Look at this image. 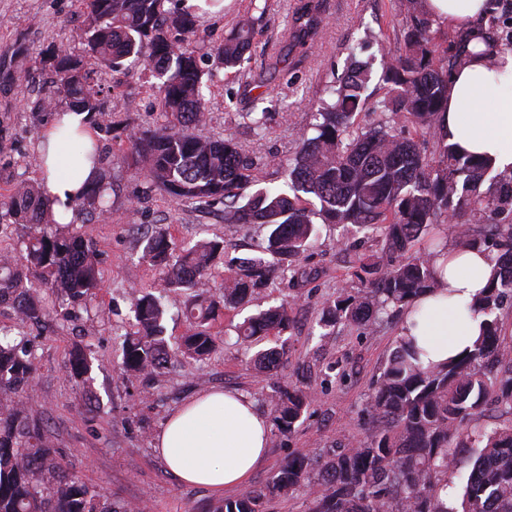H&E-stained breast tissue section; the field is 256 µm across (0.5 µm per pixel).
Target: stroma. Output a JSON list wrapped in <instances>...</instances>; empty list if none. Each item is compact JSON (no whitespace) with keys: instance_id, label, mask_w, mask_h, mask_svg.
I'll return each instance as SVG.
<instances>
[{"instance_id":"obj_1","label":"stroma","mask_w":512,"mask_h":512,"mask_svg":"<svg viewBox=\"0 0 512 512\" xmlns=\"http://www.w3.org/2000/svg\"><path fill=\"white\" fill-rule=\"evenodd\" d=\"M300 0H222L198 20L195 40L203 50L202 67L214 72L209 96V134L232 135L255 157L263 181L282 185L295 157L297 139L309 127L311 108L324 97L352 60L369 63L371 91L382 82L381 54L403 43L402 0H325L318 33L306 56L284 48V33ZM77 0H0V62L13 48L26 50L15 79L0 82V188L17 181L41 184L36 142L51 115L35 113L51 75L47 51L71 42L82 27ZM252 31L248 58L237 77H225L209 48L239 28ZM142 62L129 60L124 70L103 75L102 95L108 111L96 138L112 153L102 166L108 187V220L77 211L74 221L50 225V232L76 233L91 241L100 261V283L81 303L58 301L50 318L22 325L10 309L0 308V328L16 340H30L36 376L35 396L26 398L30 413L47 429L52 445L87 485L105 498L134 505L146 502L148 512H214L238 490L217 494L181 485L165 468L154 439L171 413L211 390L246 395L257 411L269 414L278 386L293 383L311 391L314 402L288 434L271 432L266 457L247 480L265 485L289 455L303 453L325 461L347 442L364 441L372 426L368 402L399 335L401 320L380 315L369 326L345 322L323 328L328 302L351 285L349 262L356 253L378 250L376 239L354 228L325 226L300 263L301 278L275 280L242 307L221 311L214 324L217 347L199 362L172 360L155 380L130 379L118 367L121 341L133 329L136 290L160 296L166 309L165 337L176 345L187 331L182 312L188 300L180 290L163 288L158 270L141 258L137 228L171 233L176 241L223 239L227 258L253 253L266 230L259 224H228L222 207L176 201L138 178L123 160L121 144L130 133L163 124L155 96L147 88ZM262 98L266 112L262 132H255L241 114L253 98ZM295 297L293 322L287 331L269 335L258 349L284 348L279 367L255 370L235 327L245 317ZM90 346L94 357L90 385L71 381L66 373L74 343ZM324 487L311 474L286 496L269 499L264 512H309Z\"/></svg>"}]
</instances>
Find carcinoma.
<instances>
[{
  "mask_svg": "<svg viewBox=\"0 0 512 512\" xmlns=\"http://www.w3.org/2000/svg\"><path fill=\"white\" fill-rule=\"evenodd\" d=\"M168 3L80 0L86 20L76 38L95 59L94 66L67 45H52L56 80L35 108L51 111L63 101L92 118L101 115L99 72L118 71L133 56L145 58L166 122L130 137L135 174L177 201L224 205L226 224L266 228L255 253L225 265L222 307L242 306L290 268L307 251L319 224L382 233L380 252L355 255V285L324 310L321 322L329 328L341 322L367 326L376 313H397L432 288L430 254L416 244L429 226L450 215H470L468 223L455 225L456 243L496 253L499 265L470 306L489 316L472 349L457 361L425 368L414 347L398 339L370 398L375 426L365 443L339 449L320 469L306 454L292 456L270 482L224 501L220 512H262L268 499L292 493L315 470L326 475V483L310 512H512V340L502 335L498 316L512 306V224L500 223V216L512 213V171L496 173L482 191L489 172L485 163L441 139L437 153L424 155L404 132L406 127L437 131L438 115L448 105V63L436 57L432 20L420 0H406L410 25L404 49L381 59L383 79L391 88L367 108L386 120L366 131L353 130L356 111L367 100L369 70L363 63L351 64L338 83L328 86L331 99L321 100L312 113L311 131L299 136L284 190L259 186V164L234 139L206 133L205 90L213 74L201 68L199 48L191 40L194 16ZM318 28V15L305 6L290 30L289 50L306 53ZM249 43V32L239 30L213 46L225 74L240 70ZM77 206L101 220L109 214L100 189H91ZM45 214L39 191L23 181L0 202L1 225L29 229L24 253L0 258V307H11L22 323H39L52 313V303L40 296L41 286L76 303L99 282L93 246L79 235L45 232L40 228ZM141 245L143 258L171 288L192 287L224 256L222 241L179 246L163 231L142 232ZM218 307L195 303L187 309L188 334L177 353L195 361L212 354L216 338L210 325ZM134 317L137 331L123 344L121 369L128 375L159 374L173 357L164 336L165 310L153 294L143 292ZM289 325L286 300L240 324L238 339L279 335ZM284 354L282 348L267 350L253 363L271 370ZM92 369V353L73 345L69 377L88 381ZM35 371L31 351L0 332V512H128L80 481L33 424L20 396L31 390ZM312 402V393L302 388L280 389L271 407L278 432H291ZM489 404L510 418L477 425L476 417ZM460 448L475 449V459L463 479L458 510L444 507L439 492Z\"/></svg>",
  "mask_w": 512,
  "mask_h": 512,
  "instance_id": "carcinoma-1",
  "label": "carcinoma"
}]
</instances>
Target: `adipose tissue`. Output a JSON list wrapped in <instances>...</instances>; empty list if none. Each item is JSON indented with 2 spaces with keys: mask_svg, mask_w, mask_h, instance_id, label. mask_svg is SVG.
<instances>
[{
  "mask_svg": "<svg viewBox=\"0 0 512 512\" xmlns=\"http://www.w3.org/2000/svg\"><path fill=\"white\" fill-rule=\"evenodd\" d=\"M435 19L463 30L462 65L448 82V108L438 133L461 152L482 158L494 171H512V50L484 38L480 26L495 10L494 0H426ZM90 147V116L68 108L55 112L38 135L44 158V200L50 221L70 223L80 194L100 181L90 161L70 164L62 139ZM436 286L406 308L401 336L419 352L422 365H436L464 353L480 333L483 315L469 304L489 283L496 253L450 245L433 258ZM270 427L251 401L231 391L206 392L177 409L154 447L184 485L221 493L241 486L264 460Z\"/></svg>",
  "mask_w": 512,
  "mask_h": 512,
  "instance_id": "1",
  "label": "adipose tissue"
}]
</instances>
